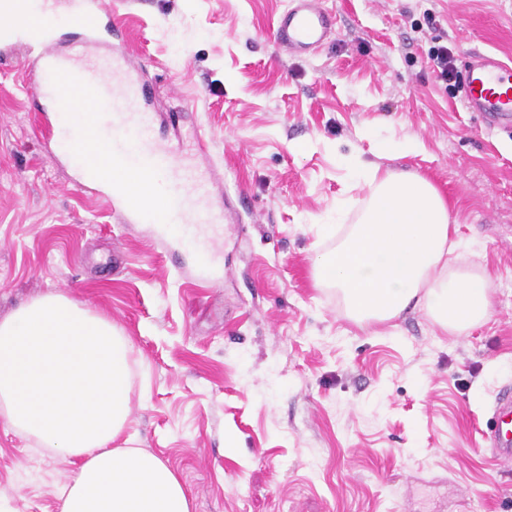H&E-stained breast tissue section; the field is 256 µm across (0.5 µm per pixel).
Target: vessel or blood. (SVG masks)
I'll return each mask as SVG.
<instances>
[{
    "instance_id": "vessel-or-blood-1",
    "label": "vessel or blood",
    "mask_w": 512,
    "mask_h": 512,
    "mask_svg": "<svg viewBox=\"0 0 512 512\" xmlns=\"http://www.w3.org/2000/svg\"><path fill=\"white\" fill-rule=\"evenodd\" d=\"M18 0H0V59L17 44L34 52L40 93L70 85L90 103L83 121L74 120L67 103L55 111L57 147L79 178L106 189L110 205H118L126 187L112 178L110 169H93L95 154L112 166L140 170L144 182L160 172L170 178L163 213L148 205L122 210L127 224H157L162 236L194 249L202 272L223 240L225 218L211 205L208 180L193 177L180 146L158 142L152 92L124 48L122 30L85 8L81 0H42L36 21L28 27L12 23ZM336 14L320 0H290L274 26L277 44L291 56L315 54L335 31ZM462 102L480 113L487 125L512 126V61L477 54L463 82ZM493 451L512 462V390L500 391L488 428Z\"/></svg>"
}]
</instances>
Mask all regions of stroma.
Returning <instances> with one entry per match:
<instances>
[{"instance_id": "stroma-1", "label": "stroma", "mask_w": 512, "mask_h": 512, "mask_svg": "<svg viewBox=\"0 0 512 512\" xmlns=\"http://www.w3.org/2000/svg\"><path fill=\"white\" fill-rule=\"evenodd\" d=\"M289 0H137L125 48L173 142L196 127L214 198L250 199L202 280L191 250L123 224L47 149L55 116L23 49L0 66V319L58 293L132 342L128 434L191 492V512H512V471L483 440L512 387V132L488 130L436 79L477 50L512 60V0H322L337 32L291 57L272 28ZM416 141L403 156L388 140ZM416 172L444 195L491 320L442 331L421 311L359 325L312 261L357 220L354 160ZM77 460L0 424V512H60ZM428 59L436 73V77L445 82H451L455 77V69L453 66V57L448 51V47L434 46L429 50Z\"/></svg>"}]
</instances>
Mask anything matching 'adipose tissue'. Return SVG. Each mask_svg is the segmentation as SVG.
<instances>
[{"label":"adipose tissue","mask_w":512,"mask_h":512,"mask_svg":"<svg viewBox=\"0 0 512 512\" xmlns=\"http://www.w3.org/2000/svg\"><path fill=\"white\" fill-rule=\"evenodd\" d=\"M368 187L356 224L313 260L317 285L336 289L357 324L408 307L462 335L493 315L492 277L457 241L439 190L416 173L354 164ZM131 341L106 318L59 294L0 320V422L18 437L79 459L60 512H190L188 492L155 454L124 444L130 416Z\"/></svg>","instance_id":"1"}]
</instances>
